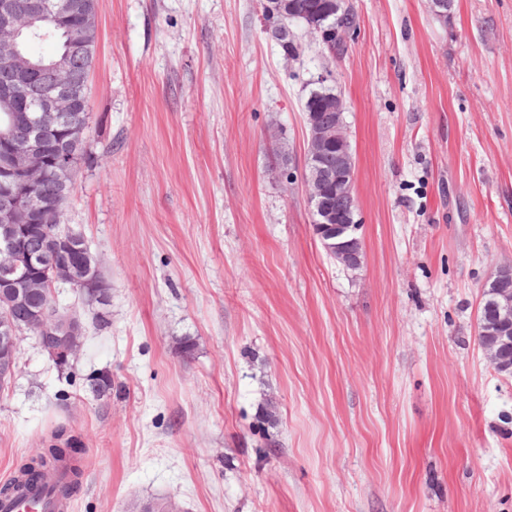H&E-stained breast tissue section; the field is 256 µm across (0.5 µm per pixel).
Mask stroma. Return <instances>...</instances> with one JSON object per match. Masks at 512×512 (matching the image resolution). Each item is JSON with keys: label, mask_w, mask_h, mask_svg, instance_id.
<instances>
[{"label": "stroma", "mask_w": 512, "mask_h": 512, "mask_svg": "<svg viewBox=\"0 0 512 512\" xmlns=\"http://www.w3.org/2000/svg\"><path fill=\"white\" fill-rule=\"evenodd\" d=\"M351 2L344 58L297 24L289 63L260 0H97L62 225L101 262L108 323L61 288L78 360L21 339L0 478L62 429L85 450L71 512H512V375L478 341L512 263V0ZM321 75L355 156V272L300 181ZM60 331L64 332V339L55 348H50L46 352L56 367L60 370L70 366L82 347V324L77 318H70L60 326Z\"/></svg>", "instance_id": "1"}]
</instances>
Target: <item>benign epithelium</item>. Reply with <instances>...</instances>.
Returning a JSON list of instances; mask_svg holds the SVG:
<instances>
[{
	"label": "benign epithelium",
	"mask_w": 512,
	"mask_h": 512,
	"mask_svg": "<svg viewBox=\"0 0 512 512\" xmlns=\"http://www.w3.org/2000/svg\"><path fill=\"white\" fill-rule=\"evenodd\" d=\"M270 17L271 37L290 31V23L304 20L307 30L329 47L345 43L351 30L326 24L330 12L302 17L290 0H263ZM25 12L28 25L48 13L59 19H77L67 34L64 51L39 66L45 81L20 85L18 96L31 103L38 116L24 129L9 124L0 132V297L6 295L9 310L0 315V383L11 380L17 369L19 333L51 335L54 319L46 307L28 304L32 292L66 285L86 298L101 303L109 297V285L93 269L73 272L72 258L85 250L83 238L69 229L57 234L53 249L44 254L28 246L30 225L43 220L46 210L63 209L73 190L77 168L73 135L85 130L86 116L77 103L87 98L90 60L84 28L86 15L77 0H0V76L10 78L22 58L16 21ZM60 125L65 140L56 144V158L49 163L41 129ZM306 149L303 183L313 208V230L321 245L338 265L351 272L360 270L365 253L356 224L355 162L350 151L344 108L310 112L306 117ZM46 179L54 182L53 196L46 200L33 187ZM512 278V264L499 266L493 276L494 297L485 304L497 331L485 337L482 349L490 365L500 373L512 372V289L502 284ZM64 339L47 353L60 370L70 366L82 347V324L71 318L60 326Z\"/></svg>",
	"instance_id": "obj_1"
}]
</instances>
